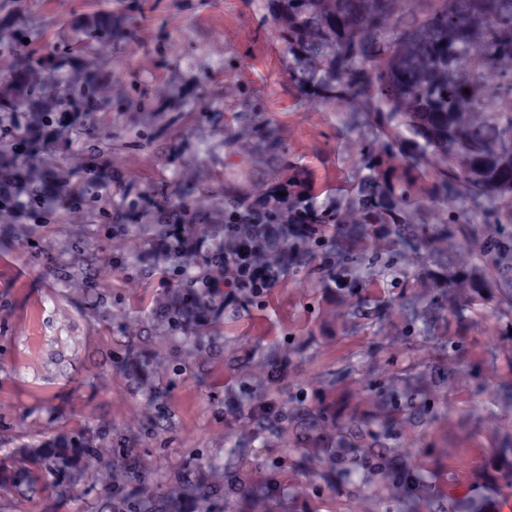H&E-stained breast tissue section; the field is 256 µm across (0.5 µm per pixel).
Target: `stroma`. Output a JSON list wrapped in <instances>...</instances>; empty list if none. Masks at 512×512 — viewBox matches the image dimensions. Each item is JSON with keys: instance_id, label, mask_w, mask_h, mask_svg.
<instances>
[{"instance_id": "obj_1", "label": "stroma", "mask_w": 512, "mask_h": 512, "mask_svg": "<svg viewBox=\"0 0 512 512\" xmlns=\"http://www.w3.org/2000/svg\"><path fill=\"white\" fill-rule=\"evenodd\" d=\"M7 14L0 68L29 53L40 90L1 122L37 129L90 72L108 100L54 123L52 144L20 160V193L64 182L88 195L98 177L112 195L35 217L0 205V512H416L427 498L448 512L473 471L504 466L512 303L481 249L512 224L482 223L483 200L435 201L440 158L406 170L405 141L301 92L268 0H0ZM104 14L123 38L76 44ZM365 141L392 142L409 196L397 220L427 244L376 238L388 266L349 289L289 238L267 303L216 295L196 324L184 297L194 278L224 276L225 204L270 196L297 168L318 205L345 207ZM184 187L202 205L193 247L174 255L158 205ZM458 212L467 234L448 222ZM393 389L411 406L384 404ZM261 400L277 413L252 416ZM376 462L410 482L378 490Z\"/></svg>"}]
</instances>
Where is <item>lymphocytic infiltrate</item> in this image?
<instances>
[{
	"instance_id": "obj_1",
	"label": "lymphocytic infiltrate",
	"mask_w": 512,
	"mask_h": 512,
	"mask_svg": "<svg viewBox=\"0 0 512 512\" xmlns=\"http://www.w3.org/2000/svg\"><path fill=\"white\" fill-rule=\"evenodd\" d=\"M269 202L263 198L241 201L228 224L224 236L231 247L219 254L224 266V280L199 277L194 281V290L188 291L185 306L197 323H206L209 316L207 296L220 288L229 294L245 292L261 300H268L274 288L288 271V256L280 254L269 261H261V254L269 251L273 244L287 234H294L307 242L321 243L329 227L325 224H271L267 221Z\"/></svg>"
}]
</instances>
